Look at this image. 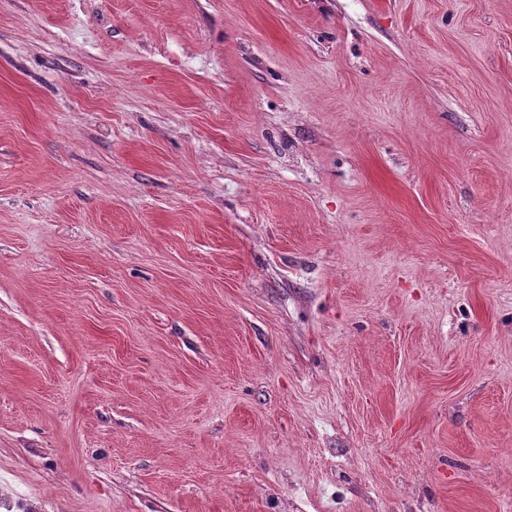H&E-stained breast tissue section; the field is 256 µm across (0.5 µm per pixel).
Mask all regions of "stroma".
Listing matches in <instances>:
<instances>
[{"label":"stroma","mask_w":512,"mask_h":512,"mask_svg":"<svg viewBox=\"0 0 512 512\" xmlns=\"http://www.w3.org/2000/svg\"><path fill=\"white\" fill-rule=\"evenodd\" d=\"M0 512H512V0H0Z\"/></svg>","instance_id":"1"}]
</instances>
